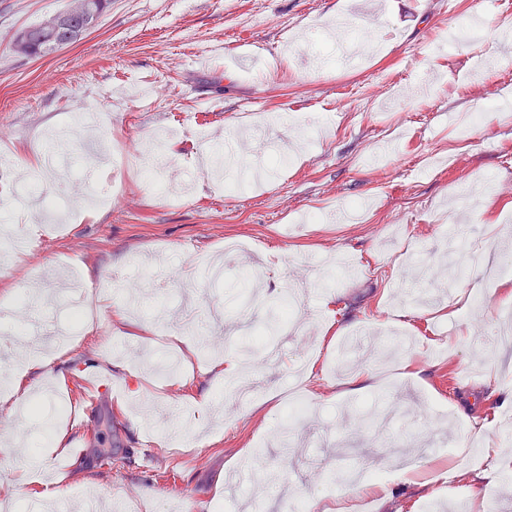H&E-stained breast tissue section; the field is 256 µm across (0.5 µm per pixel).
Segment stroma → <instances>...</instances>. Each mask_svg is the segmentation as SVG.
<instances>
[{"mask_svg": "<svg viewBox=\"0 0 512 512\" xmlns=\"http://www.w3.org/2000/svg\"><path fill=\"white\" fill-rule=\"evenodd\" d=\"M69 0H0V163L54 148L70 113L99 121L65 149L106 204L0 194V386L23 378L39 411L0 408V485L15 505L56 512L48 488L108 508L284 512L297 499L340 512H457L472 492L512 512V340L499 331L512 285V49L449 45L479 14L511 27L500 0H112L93 30L46 56L14 55L13 33ZM481 261L449 267L447 225ZM224 261L222 284L207 264ZM78 266L95 318L58 347L63 275ZM41 281L33 305L20 288ZM300 286L294 333L279 319ZM151 327L153 341L136 336ZM196 344L167 374L173 337ZM42 345L46 374L20 376ZM242 367L251 397L226 394L214 358ZM411 359L419 378L401 374ZM374 386L348 395L359 372ZM112 380L84 427L70 410L85 373ZM305 410L289 420L292 396ZM67 446L51 447L48 427ZM44 460L29 476L23 455ZM502 482L477 478L475 463ZM374 470L386 499L355 494Z\"/></svg>", "mask_w": 512, "mask_h": 512, "instance_id": "obj_1", "label": "stroma"}]
</instances>
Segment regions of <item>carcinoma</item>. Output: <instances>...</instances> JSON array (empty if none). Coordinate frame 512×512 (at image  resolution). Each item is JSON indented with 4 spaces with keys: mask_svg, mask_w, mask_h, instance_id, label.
Instances as JSON below:
<instances>
[{
    "mask_svg": "<svg viewBox=\"0 0 512 512\" xmlns=\"http://www.w3.org/2000/svg\"><path fill=\"white\" fill-rule=\"evenodd\" d=\"M109 0H70V5L34 27L16 32L10 42L13 54L25 57H42L70 45L72 32L85 26L89 17L101 16Z\"/></svg>",
    "mask_w": 512,
    "mask_h": 512,
    "instance_id": "1",
    "label": "carcinoma"
}]
</instances>
